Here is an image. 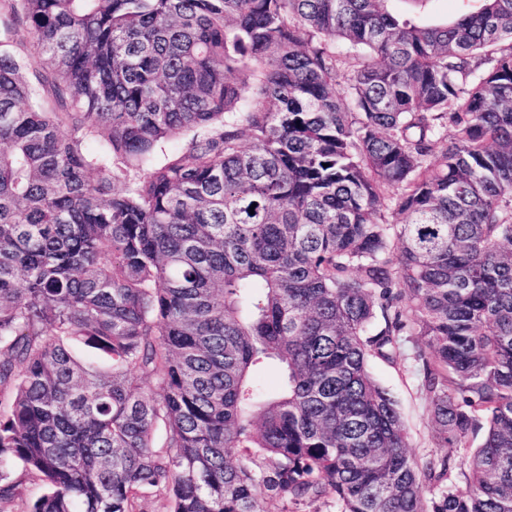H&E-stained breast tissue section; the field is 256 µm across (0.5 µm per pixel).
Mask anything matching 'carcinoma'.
I'll return each mask as SVG.
<instances>
[{
	"mask_svg": "<svg viewBox=\"0 0 512 512\" xmlns=\"http://www.w3.org/2000/svg\"><path fill=\"white\" fill-rule=\"evenodd\" d=\"M391 2L0 0V512H512V0ZM16 23L8 15L0 14V44L1 49H8L13 52L25 64L29 73L42 71V58L31 45L26 31L19 29L11 36L10 31L15 28ZM9 38V39H8ZM409 341L403 344L405 359L390 363L374 358L370 370L374 378L396 397L399 402L403 421L410 437L413 455L424 461L431 457L448 455L456 461V468L448 478V484L464 486L460 462L466 453L465 448H445L437 442L430 428L427 402L420 390V379L417 375L412 357L413 348L421 345L419 336H408Z\"/></svg>",
	"mask_w": 512,
	"mask_h": 512,
	"instance_id": "cac0c4a2",
	"label": "carcinoma"
}]
</instances>
